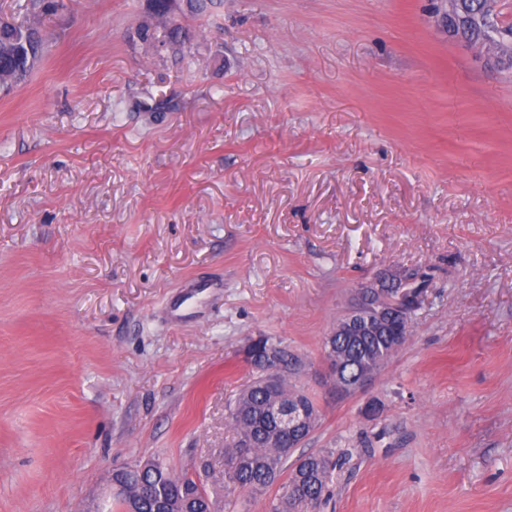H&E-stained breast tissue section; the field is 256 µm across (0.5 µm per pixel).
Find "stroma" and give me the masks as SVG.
Listing matches in <instances>:
<instances>
[{
  "mask_svg": "<svg viewBox=\"0 0 512 512\" xmlns=\"http://www.w3.org/2000/svg\"><path fill=\"white\" fill-rule=\"evenodd\" d=\"M66 2L0 92V512H110L148 458L268 512L224 490L258 336L346 456L322 512H512V76L429 0H224L183 58L136 0ZM404 269L409 340L337 395L324 337ZM436 4V8L430 14L433 23L438 29L445 31L448 36L453 37L449 22L451 20H460L455 11L454 0H439L436 1Z\"/></svg>",
  "mask_w": 512,
  "mask_h": 512,
  "instance_id": "obj_1",
  "label": "stroma"
}]
</instances>
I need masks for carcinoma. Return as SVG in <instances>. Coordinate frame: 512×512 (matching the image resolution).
Listing matches in <instances>:
<instances>
[{
	"label": "carcinoma",
	"instance_id": "obj_1",
	"mask_svg": "<svg viewBox=\"0 0 512 512\" xmlns=\"http://www.w3.org/2000/svg\"><path fill=\"white\" fill-rule=\"evenodd\" d=\"M215 0H154L153 13L143 15L134 39L148 49L163 37L167 49L177 52L190 41L182 19L191 16L211 20ZM65 8L64 0H20L11 15L12 24L0 28V90L8 91L24 81L46 52L43 34L48 16ZM460 39L471 46L481 45L500 55L498 69L512 70V24L497 23L498 36L487 38V24L478 20L482 0H460ZM345 317L336 320L323 342V357L339 364L345 378L361 376L383 367L397 352L394 331L404 321L390 314L360 336L344 332ZM278 353V381H266L267 348ZM246 358L255 374L230 403L233 442L224 448V484L242 491L260 492L279 484L272 512H316L329 492L333 472L340 465L330 451H318L291 459L318 426L321 414L311 397L292 383L302 362L288 347L268 336H260L247 346ZM303 404L307 424L290 436L282 423L272 417L281 404ZM124 488L115 502L117 512H220L205 485L188 474L176 476L157 459H147L114 475Z\"/></svg>",
	"mask_w": 512,
	"mask_h": 512
}]
</instances>
